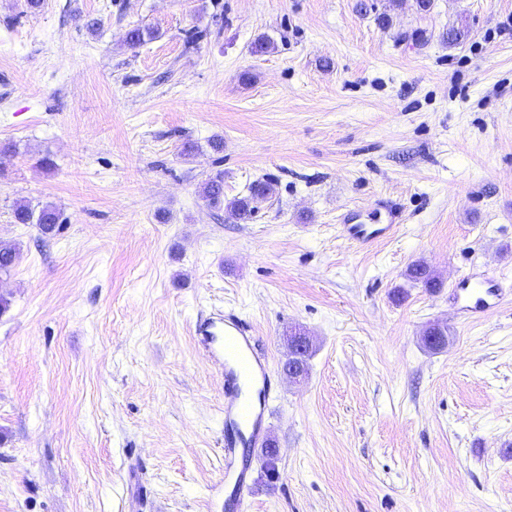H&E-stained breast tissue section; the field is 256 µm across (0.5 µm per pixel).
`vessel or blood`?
Wrapping results in <instances>:
<instances>
[{
	"instance_id": "obj_1",
	"label": "vessel or blood",
	"mask_w": 512,
	"mask_h": 512,
	"mask_svg": "<svg viewBox=\"0 0 512 512\" xmlns=\"http://www.w3.org/2000/svg\"><path fill=\"white\" fill-rule=\"evenodd\" d=\"M383 208L387 216L383 224L364 223L360 212L348 211L342 217V236L360 248L391 237L403 221L402 211L389 202ZM468 284L474 302L464 314L477 319L489 307L486 297L492 292L491 281L474 275ZM196 335L224 378V476L233 482L227 507L229 512H248L251 464L239 451L267 443L266 422L277 392L270 361L252 327L233 313H216L197 325Z\"/></svg>"
}]
</instances>
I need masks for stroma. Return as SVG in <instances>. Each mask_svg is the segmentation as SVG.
<instances>
[{
	"mask_svg": "<svg viewBox=\"0 0 512 512\" xmlns=\"http://www.w3.org/2000/svg\"><path fill=\"white\" fill-rule=\"evenodd\" d=\"M6 142L0 512H225L224 381L195 340L218 310L276 370L289 330L314 340L253 512H512V0H0ZM219 171L225 199L277 194L236 222L199 194ZM387 200L392 238L341 237ZM46 203L59 234L16 223ZM473 271L503 295L479 321L452 295ZM381 208L386 212V224H364L359 211H348L339 224L342 236L359 248H367L377 239L391 237L403 221L402 211L390 202H383Z\"/></svg>",
	"mask_w": 512,
	"mask_h": 512,
	"instance_id": "stroma-1",
	"label": "stroma"
}]
</instances>
